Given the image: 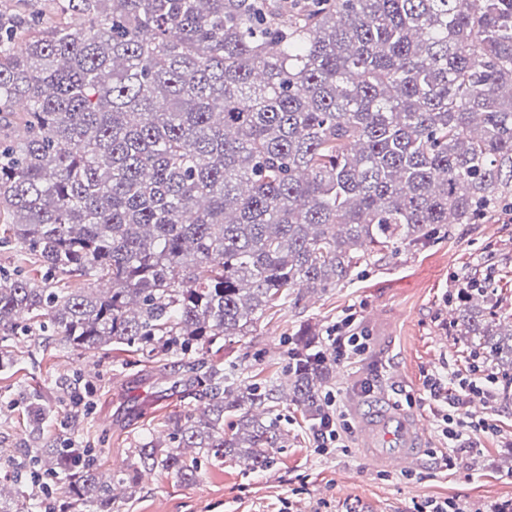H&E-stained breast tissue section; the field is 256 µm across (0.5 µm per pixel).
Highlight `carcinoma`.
Instances as JSON below:
<instances>
[{
    "label": "carcinoma",
    "mask_w": 512,
    "mask_h": 512,
    "mask_svg": "<svg viewBox=\"0 0 512 512\" xmlns=\"http://www.w3.org/2000/svg\"><path fill=\"white\" fill-rule=\"evenodd\" d=\"M0 0V372L37 327L73 351L181 357L189 397L162 441L106 481L92 449L29 448L70 512H115L138 473L198 457L264 470L289 400L320 423L334 354L301 331L286 382L199 354L349 279L380 247L473 224L512 179V0ZM95 276L108 288L72 289ZM474 288L453 325L512 382V322ZM30 419L50 408L28 401ZM238 419L224 429V414ZM0 512H22L26 491Z\"/></svg>",
    "instance_id": "1"
}]
</instances>
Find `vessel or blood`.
Returning a JSON list of instances; mask_svg holds the SVG:
<instances>
[{
  "label": "vessel or blood",
  "mask_w": 512,
  "mask_h": 512,
  "mask_svg": "<svg viewBox=\"0 0 512 512\" xmlns=\"http://www.w3.org/2000/svg\"><path fill=\"white\" fill-rule=\"evenodd\" d=\"M360 432L370 460L400 470L419 459L430 428L424 418L383 406L366 412Z\"/></svg>",
  "instance_id": "1"
}]
</instances>
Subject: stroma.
<instances>
[{
    "label": "stroma",
    "mask_w": 512,
    "mask_h": 512,
    "mask_svg": "<svg viewBox=\"0 0 512 512\" xmlns=\"http://www.w3.org/2000/svg\"><path fill=\"white\" fill-rule=\"evenodd\" d=\"M488 273L512 315V189L477 223L450 225L420 248L373 255L349 283L262 316L247 335L216 340L205 354L209 363L230 358L251 375L282 374L289 337L309 328L327 334L358 313L370 349L338 363L329 387L351 424L344 447L319 451L309 423L284 403L288 443L269 469L205 461L194 483L154 471L122 488L120 512H417L426 501L446 498L474 512L512 499V394L467 408L468 417L487 420L495 430L463 436L447 466L438 457L441 429L426 392L433 374H469L473 355L452 324L459 302L451 294L456 279ZM11 356L12 370L0 374V448L91 446L98 468L115 472L127 467L133 448L161 436L165 420L184 409L180 359L164 351L126 365L108 354L32 339ZM368 383L373 392L365 391ZM37 390L53 410L38 428L23 405ZM372 399L432 422L422 455L408 470L394 472L368 460L355 426Z\"/></svg>",
    "instance_id": "stroma-1"
}]
</instances>
